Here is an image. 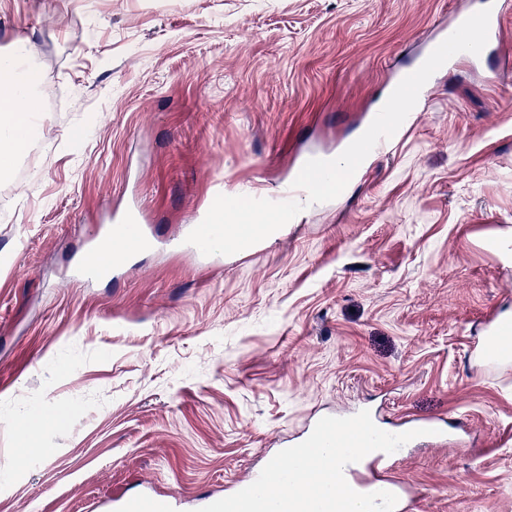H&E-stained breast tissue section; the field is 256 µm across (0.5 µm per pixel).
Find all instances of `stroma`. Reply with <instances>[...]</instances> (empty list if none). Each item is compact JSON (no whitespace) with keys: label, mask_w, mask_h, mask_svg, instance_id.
<instances>
[{"label":"stroma","mask_w":512,"mask_h":512,"mask_svg":"<svg viewBox=\"0 0 512 512\" xmlns=\"http://www.w3.org/2000/svg\"><path fill=\"white\" fill-rule=\"evenodd\" d=\"M478 0H0L66 89L0 177V512H94L147 492L198 512L366 410L410 444L406 512H512V10L436 71L422 117L268 250L208 266L173 241L246 184L294 177L367 127L393 70ZM138 205L158 247L70 279Z\"/></svg>","instance_id":"stroma-1"}]
</instances>
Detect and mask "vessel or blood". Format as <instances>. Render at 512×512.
Here are the masks:
<instances>
[{
	"mask_svg": "<svg viewBox=\"0 0 512 512\" xmlns=\"http://www.w3.org/2000/svg\"><path fill=\"white\" fill-rule=\"evenodd\" d=\"M151 239L141 224L137 210L130 209L116 217L114 224L96 230L90 255L74 270L73 276L81 281L110 277L112 272L126 265L133 252L146 249ZM360 464L351 463L344 469L348 484L360 493L376 491L396 492L397 484L389 478L370 480L359 470ZM123 512H172L173 503L166 495H144L122 506Z\"/></svg>",
	"mask_w": 512,
	"mask_h": 512,
	"instance_id": "b4317fda",
	"label": "vessel or blood"
}]
</instances>
